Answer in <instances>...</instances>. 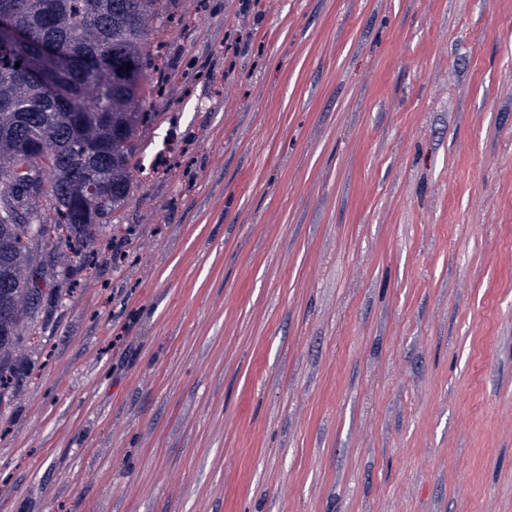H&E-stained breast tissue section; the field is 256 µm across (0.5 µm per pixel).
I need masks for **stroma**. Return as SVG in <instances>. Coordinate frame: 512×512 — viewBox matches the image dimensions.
Listing matches in <instances>:
<instances>
[{
    "mask_svg": "<svg viewBox=\"0 0 512 512\" xmlns=\"http://www.w3.org/2000/svg\"><path fill=\"white\" fill-rule=\"evenodd\" d=\"M91 264L22 325L0 512H512V0H177Z\"/></svg>",
    "mask_w": 512,
    "mask_h": 512,
    "instance_id": "35a3bbf8",
    "label": "stroma"
}]
</instances>
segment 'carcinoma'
I'll list each match as a JSON object with an SVG mask.
<instances>
[{
    "mask_svg": "<svg viewBox=\"0 0 512 512\" xmlns=\"http://www.w3.org/2000/svg\"><path fill=\"white\" fill-rule=\"evenodd\" d=\"M0 0L13 10L30 42L16 47L20 67L0 72V402L16 378L13 354L20 322L34 318L45 296L34 275L52 277L44 246L96 244L103 224L130 192L131 164L152 121V53L146 21L173 0ZM53 44L73 58L47 71L54 97L25 94L22 75L30 53Z\"/></svg>",
    "mask_w": 512,
    "mask_h": 512,
    "instance_id": "1",
    "label": "carcinoma"
}]
</instances>
